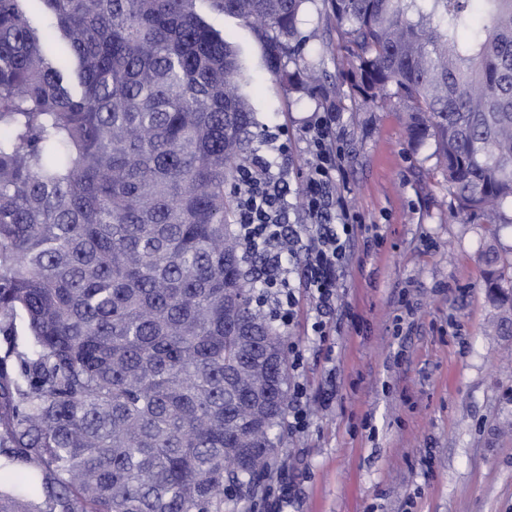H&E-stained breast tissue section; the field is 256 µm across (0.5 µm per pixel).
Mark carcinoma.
<instances>
[{
	"mask_svg": "<svg viewBox=\"0 0 512 512\" xmlns=\"http://www.w3.org/2000/svg\"><path fill=\"white\" fill-rule=\"evenodd\" d=\"M201 1L302 79L310 0H0V512H222L279 454L284 336L227 193L254 111ZM328 5L357 95L511 225L512 0Z\"/></svg>",
	"mask_w": 512,
	"mask_h": 512,
	"instance_id": "cac0c4a2",
	"label": "carcinoma"
}]
</instances>
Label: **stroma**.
Wrapping results in <instances>:
<instances>
[{
  "label": "stroma",
  "instance_id": "35a3bbf8",
  "mask_svg": "<svg viewBox=\"0 0 512 512\" xmlns=\"http://www.w3.org/2000/svg\"><path fill=\"white\" fill-rule=\"evenodd\" d=\"M305 20L316 37L302 65L324 82L311 93L268 72L251 28L216 21L239 52L260 131L252 152L285 173L288 219L302 223L303 129L312 113H338L341 182L384 245L355 252L343 274L336 308H352L359 325L341 320L324 342L305 340L303 302L285 331L305 343L299 378L310 395L335 396L304 433L282 430L270 487H292L284 512H512V312L489 295L480 258L491 246L511 252L512 236L455 217L432 147L410 140L403 108L363 105L325 0H309ZM404 291L415 326L401 333Z\"/></svg>",
  "mask_w": 512,
  "mask_h": 512
}]
</instances>
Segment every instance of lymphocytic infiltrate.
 I'll list each match as a JSON object with an SVG mask.
<instances>
[{
    "label": "lymphocytic infiltrate",
    "mask_w": 512,
    "mask_h": 512,
    "mask_svg": "<svg viewBox=\"0 0 512 512\" xmlns=\"http://www.w3.org/2000/svg\"><path fill=\"white\" fill-rule=\"evenodd\" d=\"M336 121V113L316 112L304 129L309 158L299 174V197L306 223H289L285 181L273 175L267 159L247 162L237 184V231L245 255L262 259L258 281L264 305L288 326L300 299H308L306 333L319 341L332 332L336 291L354 247L372 252L383 243L338 189L342 148Z\"/></svg>",
    "instance_id": "f902f5d3"
}]
</instances>
